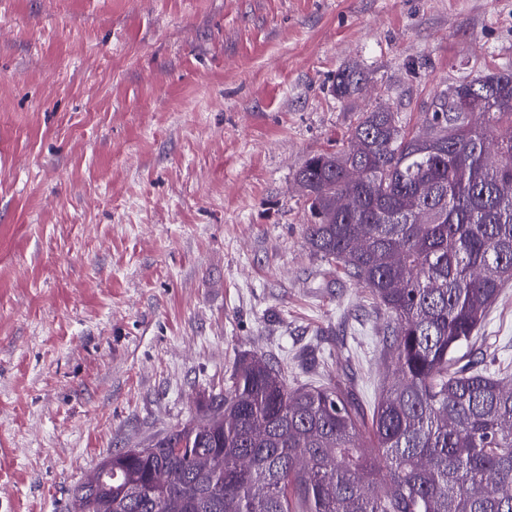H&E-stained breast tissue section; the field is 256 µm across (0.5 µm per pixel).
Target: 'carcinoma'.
Listing matches in <instances>:
<instances>
[{"instance_id":"cac0c4a2","label":"carcinoma","mask_w":512,"mask_h":512,"mask_svg":"<svg viewBox=\"0 0 512 512\" xmlns=\"http://www.w3.org/2000/svg\"><path fill=\"white\" fill-rule=\"evenodd\" d=\"M475 83L478 111L437 95L411 130L391 107L362 112L295 175L310 248L390 318L394 378L372 414L244 357L199 419L107 457L69 512H512V370L473 343L512 284V69L450 85ZM362 84L339 71L336 98ZM426 128L446 145L420 144Z\"/></svg>"}]
</instances>
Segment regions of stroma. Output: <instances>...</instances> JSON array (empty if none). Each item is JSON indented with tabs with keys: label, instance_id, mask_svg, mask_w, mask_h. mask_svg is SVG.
Instances as JSON below:
<instances>
[{
	"label": "stroma",
	"instance_id": "1",
	"mask_svg": "<svg viewBox=\"0 0 512 512\" xmlns=\"http://www.w3.org/2000/svg\"><path fill=\"white\" fill-rule=\"evenodd\" d=\"M510 64L512 0H0V512H68L244 356L371 409L384 312L309 248L295 174ZM479 345L512 363V286ZM363 74L357 67H348L336 74L334 92L339 100H347L361 90Z\"/></svg>",
	"mask_w": 512,
	"mask_h": 512
}]
</instances>
